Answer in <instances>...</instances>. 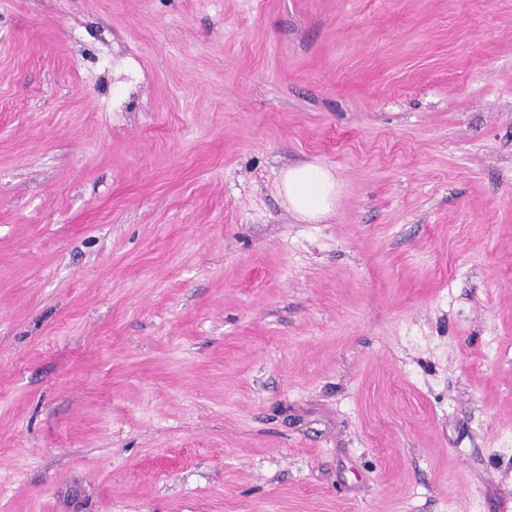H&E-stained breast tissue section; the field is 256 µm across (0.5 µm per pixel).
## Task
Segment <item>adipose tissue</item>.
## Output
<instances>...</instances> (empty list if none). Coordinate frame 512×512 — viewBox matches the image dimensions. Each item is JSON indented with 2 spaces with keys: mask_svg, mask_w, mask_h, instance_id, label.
<instances>
[{
  "mask_svg": "<svg viewBox=\"0 0 512 512\" xmlns=\"http://www.w3.org/2000/svg\"><path fill=\"white\" fill-rule=\"evenodd\" d=\"M279 189L289 211L297 218L317 221L332 212L338 181L331 169L306 163L284 170Z\"/></svg>",
  "mask_w": 512,
  "mask_h": 512,
  "instance_id": "adipose-tissue-1",
  "label": "adipose tissue"
}]
</instances>
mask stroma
Returning <instances> with one entry per match:
<instances>
[{
	"mask_svg": "<svg viewBox=\"0 0 512 512\" xmlns=\"http://www.w3.org/2000/svg\"><path fill=\"white\" fill-rule=\"evenodd\" d=\"M508 434L512 0H0V512H512ZM279 189L288 210L297 218L317 221L333 211L338 181L331 169L306 163L284 170Z\"/></svg>",
	"mask_w": 512,
	"mask_h": 512,
	"instance_id": "obj_1",
	"label": "stroma"
}]
</instances>
